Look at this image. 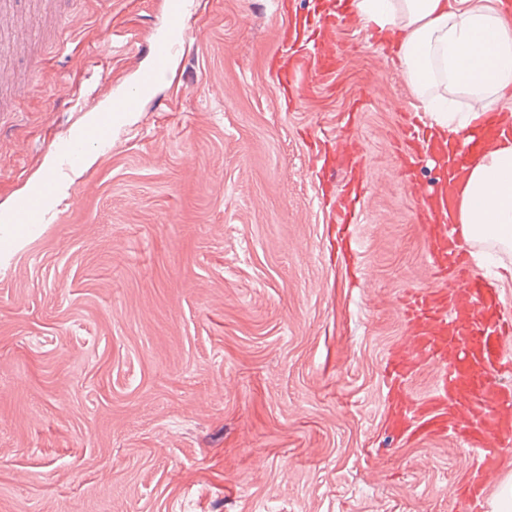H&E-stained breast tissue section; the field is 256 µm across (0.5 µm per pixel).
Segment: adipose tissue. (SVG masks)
Masks as SVG:
<instances>
[{"instance_id": "obj_1", "label": "adipose tissue", "mask_w": 512, "mask_h": 512, "mask_svg": "<svg viewBox=\"0 0 512 512\" xmlns=\"http://www.w3.org/2000/svg\"><path fill=\"white\" fill-rule=\"evenodd\" d=\"M365 30H395V56L431 127L449 139L512 99V21L496 0H350ZM461 239L512 250V137L472 164L459 188Z\"/></svg>"}]
</instances>
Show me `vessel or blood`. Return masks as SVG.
<instances>
[{
	"mask_svg": "<svg viewBox=\"0 0 512 512\" xmlns=\"http://www.w3.org/2000/svg\"><path fill=\"white\" fill-rule=\"evenodd\" d=\"M302 21L306 36L299 48L284 51L276 76L280 88L302 81L311 94L336 65L326 45L335 22L309 15ZM186 38L174 23L167 39L152 45L154 75L166 72ZM502 131L512 132V116L488 113L482 132L451 149L428 137L417 117L404 123L402 176L421 226L431 284L398 298L406 334L386 355L387 415L400 440L451 437L475 453L469 478L450 489L456 512H485L487 481L512 446V382L505 379L512 373V312L496 281L477 273L457 243L456 186L469 160L492 151ZM317 156L322 173L343 171L345 188H357L366 174L364 150L353 137L324 133ZM428 159L435 176L426 183L419 168ZM55 191L54 180L42 182L26 199V210L41 212ZM426 365L435 367V382L426 395H413L407 386Z\"/></svg>",
	"mask_w": 512,
	"mask_h": 512,
	"instance_id": "vessel-or-blood-1",
	"label": "vessel or blood"
}]
</instances>
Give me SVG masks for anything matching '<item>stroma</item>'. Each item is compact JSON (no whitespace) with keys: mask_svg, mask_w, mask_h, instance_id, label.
<instances>
[{"mask_svg":"<svg viewBox=\"0 0 512 512\" xmlns=\"http://www.w3.org/2000/svg\"><path fill=\"white\" fill-rule=\"evenodd\" d=\"M174 2L0 10V222L61 188L0 250V512H453L472 454L385 426L397 298L429 284L394 50L317 0L344 53L290 100L278 0H189L185 46L142 86ZM353 113L370 182L348 264L310 146ZM79 136L94 163L55 172ZM55 191L54 179L42 182L38 189L26 199L25 209L34 214L41 212L45 204L55 195Z\"/></svg>","mask_w":512,"mask_h":512,"instance_id":"stroma-1","label":"stroma"}]
</instances>
